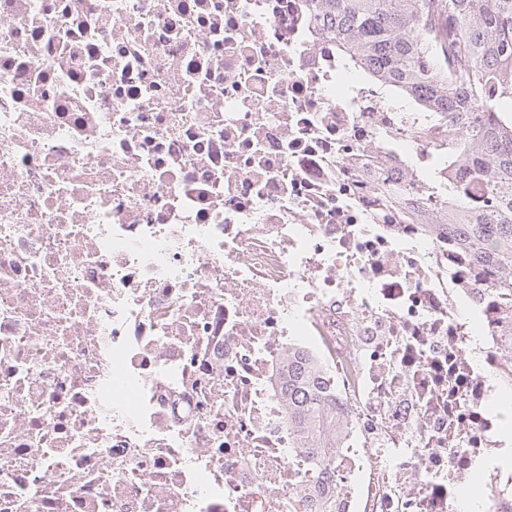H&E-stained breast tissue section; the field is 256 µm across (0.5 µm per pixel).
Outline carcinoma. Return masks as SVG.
Returning a JSON list of instances; mask_svg holds the SVG:
<instances>
[{"instance_id": "obj_1", "label": "carcinoma", "mask_w": 512, "mask_h": 512, "mask_svg": "<svg viewBox=\"0 0 512 512\" xmlns=\"http://www.w3.org/2000/svg\"><path fill=\"white\" fill-rule=\"evenodd\" d=\"M315 25L336 56L448 123V153L435 164L463 169L448 182L442 229L512 304V0H317ZM484 184L479 199L470 181ZM289 419H317L325 393L302 360L288 369Z\"/></svg>"}]
</instances>
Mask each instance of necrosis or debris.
Masks as SVG:
<instances>
[{
	"instance_id": "1",
	"label": "necrosis or debris",
	"mask_w": 512,
	"mask_h": 512,
	"mask_svg": "<svg viewBox=\"0 0 512 512\" xmlns=\"http://www.w3.org/2000/svg\"><path fill=\"white\" fill-rule=\"evenodd\" d=\"M447 145L312 0H0V512H462L476 474L512 512V308L427 231ZM287 388L292 403L289 409L291 421L302 424L320 416L325 400L323 383L301 358L288 369Z\"/></svg>"
}]
</instances>
